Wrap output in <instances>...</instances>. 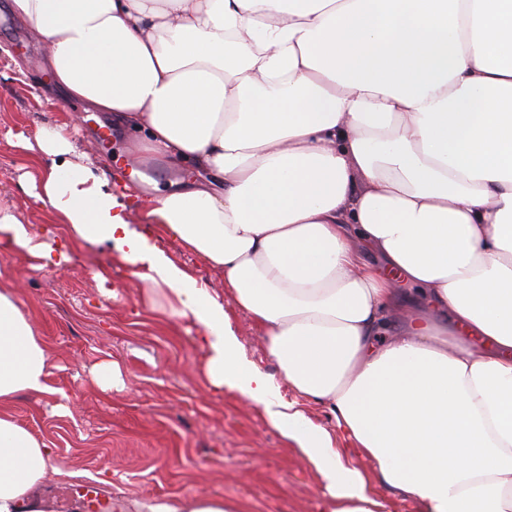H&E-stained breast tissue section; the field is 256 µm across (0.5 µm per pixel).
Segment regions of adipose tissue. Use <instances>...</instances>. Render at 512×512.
I'll use <instances>...</instances> for the list:
<instances>
[{
    "label": "adipose tissue",
    "mask_w": 512,
    "mask_h": 512,
    "mask_svg": "<svg viewBox=\"0 0 512 512\" xmlns=\"http://www.w3.org/2000/svg\"><path fill=\"white\" fill-rule=\"evenodd\" d=\"M8 10L48 44L63 99L130 135L140 160L189 175L171 192L113 187L78 162L65 125L44 126L34 204L72 242L108 244L168 315L197 327L204 384L260 408L313 464L320 512H385L378 484L420 512H512V0ZM157 232L223 271L228 300ZM0 236L39 268L71 261L1 205ZM235 311L278 374L246 356ZM53 368L25 302L1 288L0 512H41L36 492L57 469L9 410L51 394ZM135 509L238 512L200 495Z\"/></svg>",
    "instance_id": "adipose-tissue-1"
}]
</instances>
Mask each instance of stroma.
Returning <instances> with one entry per match:
<instances>
[{
    "label": "stroma",
    "mask_w": 512,
    "mask_h": 512,
    "mask_svg": "<svg viewBox=\"0 0 512 512\" xmlns=\"http://www.w3.org/2000/svg\"><path fill=\"white\" fill-rule=\"evenodd\" d=\"M5 4L0 0V204L40 239L67 238L66 225L33 205L26 178L33 154L17 145L39 126L61 122L86 160L108 157L121 181L136 172L163 184L180 181L181 169L140 161L125 141L103 142L98 113L32 96L31 84L52 82L49 48ZM158 245L223 295V272L170 241ZM102 267L110 270L108 297L92 276ZM0 288L26 302L58 364L51 384L67 394L63 414L50 395L22 394L13 406L17 419L55 448L60 466L76 473L64 484L45 479L40 494L51 512H86L74 490L87 483L115 505L195 492L235 501L242 512H318L324 487L313 466L259 408L239 394L207 389L196 366L195 327L154 309L143 284L112 262L106 244L81 245L68 265L37 270L0 238ZM103 361L119 365L122 386L105 392L93 383L91 371Z\"/></svg>",
    "instance_id": "obj_1"
}]
</instances>
